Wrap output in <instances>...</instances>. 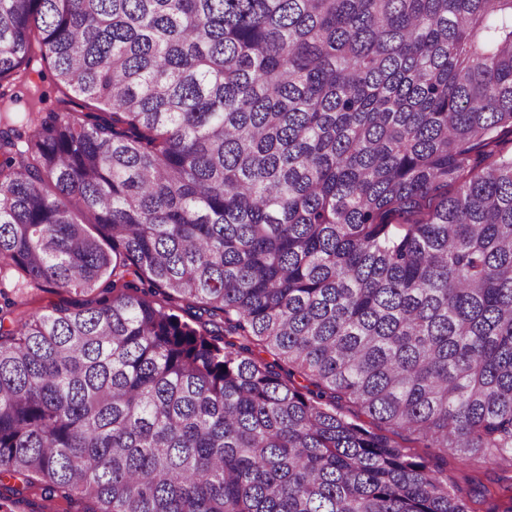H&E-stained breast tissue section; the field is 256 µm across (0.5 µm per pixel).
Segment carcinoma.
<instances>
[{
    "label": "carcinoma",
    "mask_w": 512,
    "mask_h": 512,
    "mask_svg": "<svg viewBox=\"0 0 512 512\" xmlns=\"http://www.w3.org/2000/svg\"><path fill=\"white\" fill-rule=\"evenodd\" d=\"M42 62L86 105L0 127V274L82 300L0 289V499L512 493V0H0V122ZM77 299L75 294L52 289H28L23 300H28L27 309L32 312H44L53 305L62 304ZM441 472L448 476V484L467 492L472 484L468 477L477 475L486 485H491L500 475L497 464L491 461L467 462L448 454L444 462L438 463Z\"/></svg>",
    "instance_id": "carcinoma-1"
}]
</instances>
